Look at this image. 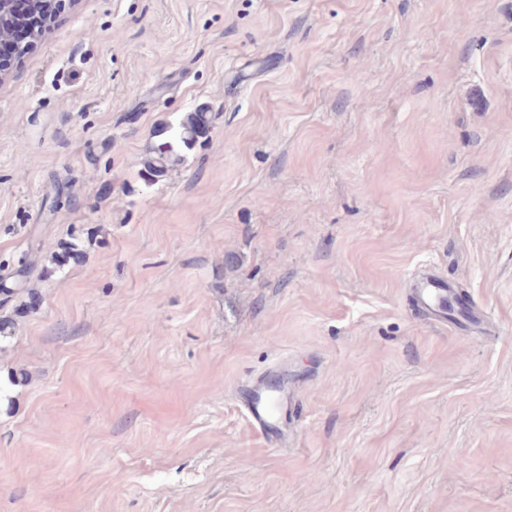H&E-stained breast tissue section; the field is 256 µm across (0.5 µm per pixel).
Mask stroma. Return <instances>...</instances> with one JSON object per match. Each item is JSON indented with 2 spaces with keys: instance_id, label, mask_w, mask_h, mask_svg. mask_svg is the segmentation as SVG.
I'll use <instances>...</instances> for the list:
<instances>
[{
  "instance_id": "obj_1",
  "label": "stroma",
  "mask_w": 512,
  "mask_h": 512,
  "mask_svg": "<svg viewBox=\"0 0 512 512\" xmlns=\"http://www.w3.org/2000/svg\"><path fill=\"white\" fill-rule=\"evenodd\" d=\"M1 285L0 512H512V0L65 6L0 83ZM211 120L207 112L186 113L177 124L165 125L156 132L158 141L148 150L141 169V178L153 184L184 160L181 149H191L200 139L207 138ZM416 288L427 312L435 317H443L439 311L448 308V290L444 282L428 275L419 281ZM269 397L268 390H258L254 392L252 400L248 402V414L252 424L266 435L277 432L273 427H277L281 407L284 405L288 409L291 404V397L285 392L282 396L276 397L277 404L272 409L268 403Z\"/></svg>"
}]
</instances>
